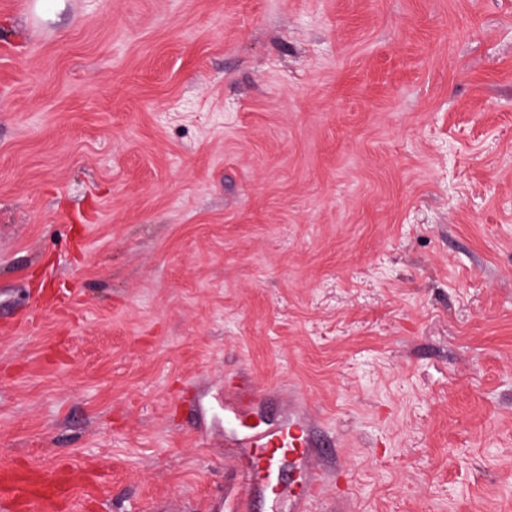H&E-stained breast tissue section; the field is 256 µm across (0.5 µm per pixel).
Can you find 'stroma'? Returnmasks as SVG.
<instances>
[{"label":"stroma","instance_id":"35a3bbf8","mask_svg":"<svg viewBox=\"0 0 512 512\" xmlns=\"http://www.w3.org/2000/svg\"><path fill=\"white\" fill-rule=\"evenodd\" d=\"M35 2L0 0V469L231 512L239 371L312 428L315 512H512V0Z\"/></svg>","mask_w":512,"mask_h":512}]
</instances>
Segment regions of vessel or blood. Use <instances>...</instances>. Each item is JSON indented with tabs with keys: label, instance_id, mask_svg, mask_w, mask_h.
Here are the masks:
<instances>
[{
	"label": "vessel or blood",
	"instance_id": "b4317fda",
	"mask_svg": "<svg viewBox=\"0 0 512 512\" xmlns=\"http://www.w3.org/2000/svg\"><path fill=\"white\" fill-rule=\"evenodd\" d=\"M228 390L234 417L244 428V445L251 450L249 456L236 458L232 465L244 488V494L232 512H254L256 502L261 498L285 500L292 504L295 512H310L318 497L317 479L309 474L293 484L280 479L288 459L305 460L311 456L308 431L288 427H249L248 416L261 397V387L238 375L231 379ZM59 483L60 475L55 471L19 475L5 470L0 472V500L20 507L22 512H48Z\"/></svg>",
	"mask_w": 512,
	"mask_h": 512
}]
</instances>
